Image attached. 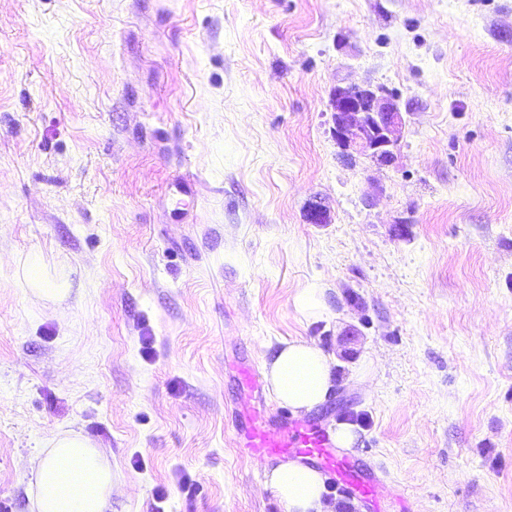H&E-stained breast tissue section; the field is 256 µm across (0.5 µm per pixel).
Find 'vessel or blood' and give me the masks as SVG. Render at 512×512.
Masks as SVG:
<instances>
[{
	"instance_id": "1",
	"label": "vessel or blood",
	"mask_w": 512,
	"mask_h": 512,
	"mask_svg": "<svg viewBox=\"0 0 512 512\" xmlns=\"http://www.w3.org/2000/svg\"><path fill=\"white\" fill-rule=\"evenodd\" d=\"M240 449L248 457L300 459L316 464L330 485L348 500L377 503L380 481L339 453L321 424L280 414L279 418L250 416L239 431Z\"/></svg>"
}]
</instances>
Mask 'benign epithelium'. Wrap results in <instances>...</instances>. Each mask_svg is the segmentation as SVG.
<instances>
[{"label": "benign epithelium", "instance_id": "1", "mask_svg": "<svg viewBox=\"0 0 512 512\" xmlns=\"http://www.w3.org/2000/svg\"><path fill=\"white\" fill-rule=\"evenodd\" d=\"M332 135L343 150H354L378 166L395 162L405 124L399 98L385 87L338 86L331 93Z\"/></svg>", "mask_w": 512, "mask_h": 512}]
</instances>
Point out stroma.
<instances>
[{
	"instance_id": "obj_1",
	"label": "stroma",
	"mask_w": 512,
	"mask_h": 512,
	"mask_svg": "<svg viewBox=\"0 0 512 512\" xmlns=\"http://www.w3.org/2000/svg\"><path fill=\"white\" fill-rule=\"evenodd\" d=\"M349 84L398 92L392 166ZM295 338L384 476L336 512H512V0H0V512L71 431L111 512H284L234 434ZM332 135L343 150H355L378 166L396 159L405 124L399 98L385 87L336 86L331 93Z\"/></svg>"
}]
</instances>
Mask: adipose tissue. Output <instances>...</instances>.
<instances>
[{
	"mask_svg": "<svg viewBox=\"0 0 512 512\" xmlns=\"http://www.w3.org/2000/svg\"><path fill=\"white\" fill-rule=\"evenodd\" d=\"M265 375L275 400L296 414L325 404L334 387L331 355L304 339L280 342ZM265 485L284 512H335L324 498L322 473L299 461L266 468ZM111 498L112 467L88 439L67 433L39 453L32 512H108Z\"/></svg>",
	"mask_w": 512,
	"mask_h": 512,
	"instance_id": "obj_1",
	"label": "adipose tissue"
}]
</instances>
